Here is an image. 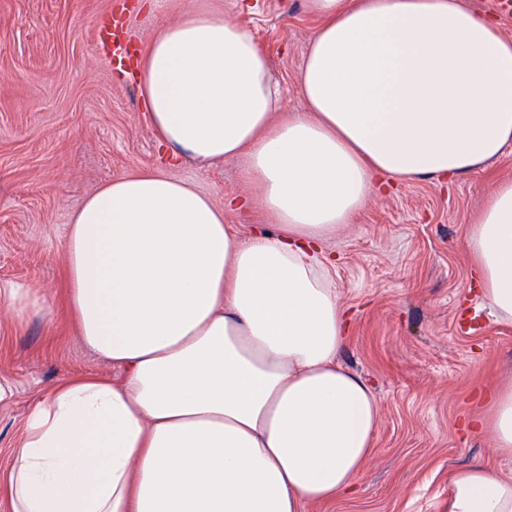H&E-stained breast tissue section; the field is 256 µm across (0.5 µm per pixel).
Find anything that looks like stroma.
<instances>
[{
  "mask_svg": "<svg viewBox=\"0 0 512 512\" xmlns=\"http://www.w3.org/2000/svg\"><path fill=\"white\" fill-rule=\"evenodd\" d=\"M173 0L163 14L137 0H0V289L28 288L40 309L0 308V479L33 404L64 376L118 382L123 368L82 343L65 307L61 244L72 212L109 180L161 172L194 184L216 205L253 192L238 160L201 169L170 165L135 77L114 71L97 30L126 19L141 50L180 13L223 6L269 55L282 96L276 119L302 111L298 81L319 21L307 0ZM512 179V148L448 185L422 178L372 198L325 244L339 302L350 315L340 364L379 405L373 454L347 498L304 512H446L448 479L479 463L512 471L489 437L468 432L473 394L512 377V323L497 321L470 288L465 239L486 197ZM478 311L479 334L457 320Z\"/></svg>",
  "mask_w": 512,
  "mask_h": 512,
  "instance_id": "obj_1",
  "label": "stroma"
}]
</instances>
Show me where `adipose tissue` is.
I'll return each mask as SVG.
<instances>
[{"instance_id": "ef3b65f1", "label": "adipose tissue", "mask_w": 512, "mask_h": 512, "mask_svg": "<svg viewBox=\"0 0 512 512\" xmlns=\"http://www.w3.org/2000/svg\"><path fill=\"white\" fill-rule=\"evenodd\" d=\"M321 20L277 123L266 52L229 16L182 15L139 61L173 163L244 162L277 224L244 236L192 184H103L62 242L84 345L123 367L68 376L32 407L4 489L12 512H301L353 487L379 409L338 361L348 329L323 243L384 180L465 174L512 147V38L464 0H307ZM465 246L512 321V180ZM475 428L512 460V383ZM447 512H512V474L455 470Z\"/></svg>"}]
</instances>
